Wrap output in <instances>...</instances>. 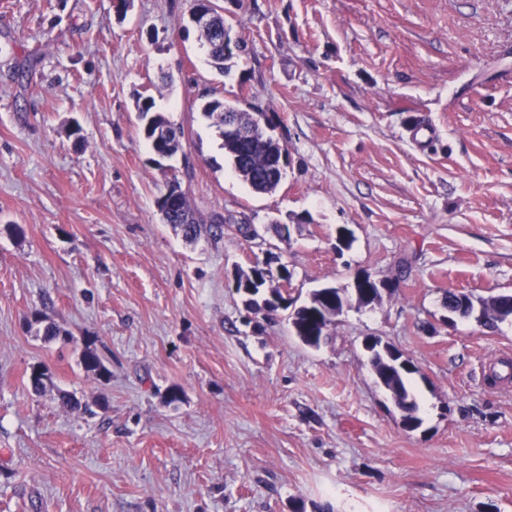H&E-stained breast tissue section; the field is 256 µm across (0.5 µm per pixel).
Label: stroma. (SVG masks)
<instances>
[{"mask_svg": "<svg viewBox=\"0 0 512 512\" xmlns=\"http://www.w3.org/2000/svg\"><path fill=\"white\" fill-rule=\"evenodd\" d=\"M214 2L246 45L222 72L193 0H0V512H512V379H491L512 320L442 305L512 294V0ZM145 98L184 131L172 157ZM215 98L275 117L274 192L235 173ZM175 180L256 237L186 241L156 206ZM276 258L298 306L363 274L393 288L311 347L234 287ZM369 337L415 366L419 429ZM153 102L151 101H144L142 106V112H139L140 119L144 122L143 124V131L146 139L150 142L152 146L151 141V132L154 130L161 128V127H168L169 130L171 128L174 129V133L179 134L180 136L184 135V132L179 128H176L172 126L160 113L151 112Z\"/></svg>", "mask_w": 512, "mask_h": 512, "instance_id": "obj_1", "label": "stroma"}]
</instances>
